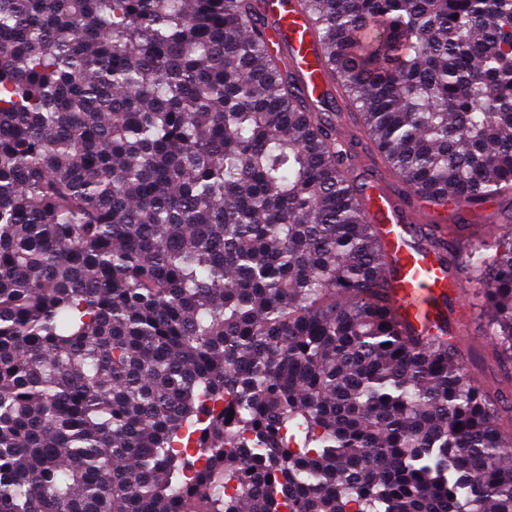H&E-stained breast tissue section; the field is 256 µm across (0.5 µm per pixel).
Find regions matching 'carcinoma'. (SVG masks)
Returning <instances> with one entry per match:
<instances>
[{"label":"carcinoma","mask_w":512,"mask_h":512,"mask_svg":"<svg viewBox=\"0 0 512 512\" xmlns=\"http://www.w3.org/2000/svg\"><path fill=\"white\" fill-rule=\"evenodd\" d=\"M260 3L0 0V512H512V428L400 329ZM298 4L400 179L512 195V0ZM462 228L423 238L509 368L512 225Z\"/></svg>","instance_id":"1"}]
</instances>
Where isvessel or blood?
Segmentation results:
<instances>
[{
    "instance_id": "obj_1",
    "label": "vessel or blood",
    "mask_w": 512,
    "mask_h": 512,
    "mask_svg": "<svg viewBox=\"0 0 512 512\" xmlns=\"http://www.w3.org/2000/svg\"><path fill=\"white\" fill-rule=\"evenodd\" d=\"M262 30L272 51L288 55L312 109H319L332 81L314 50L310 25L295 0H263ZM370 215L392 262L389 272L394 313L402 324L426 336L438 327V302L454 295L462 276L449 273L422 241L418 225L433 224L447 235L446 218L439 212L409 204L382 170L368 167L364 177Z\"/></svg>"
}]
</instances>
